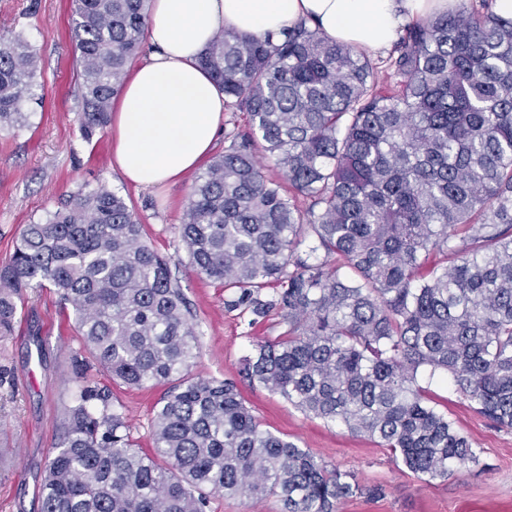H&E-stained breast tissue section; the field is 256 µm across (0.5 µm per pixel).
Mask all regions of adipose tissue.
<instances>
[{
  "label": "adipose tissue",
  "instance_id": "obj_1",
  "mask_svg": "<svg viewBox=\"0 0 512 512\" xmlns=\"http://www.w3.org/2000/svg\"><path fill=\"white\" fill-rule=\"evenodd\" d=\"M453 0H152L149 50L112 115V165L139 189L197 170L226 99L199 58L219 31L261 36L306 21L362 49L388 47L403 24L447 12Z\"/></svg>",
  "mask_w": 512,
  "mask_h": 512
}]
</instances>
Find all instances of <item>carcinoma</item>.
Returning a JSON list of instances; mask_svg holds the SVG:
<instances>
[{"instance_id": "obj_1", "label": "carcinoma", "mask_w": 512, "mask_h": 512, "mask_svg": "<svg viewBox=\"0 0 512 512\" xmlns=\"http://www.w3.org/2000/svg\"><path fill=\"white\" fill-rule=\"evenodd\" d=\"M149 5L73 0L88 142L110 121ZM201 64L250 126L195 178L181 238L197 273L236 294L228 307L287 327L256 345L243 378L418 477L477 462L417 375H447L512 429V18L459 0L404 28L384 61L303 21L277 40L222 31ZM37 75L23 39L0 49L1 128L24 125ZM273 280L281 291L262 296ZM47 286L110 377L168 390L145 451L76 358L40 512H211L217 497L269 496L282 512H336L381 493L262 429L236 383L192 373L199 338L179 281L106 186L21 230L0 265V340L26 292Z\"/></svg>"}]
</instances>
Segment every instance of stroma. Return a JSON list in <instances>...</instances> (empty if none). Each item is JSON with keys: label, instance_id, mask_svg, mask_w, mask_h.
Returning a JSON list of instances; mask_svg holds the SVG:
<instances>
[{"label": "stroma", "instance_id": "stroma-1", "mask_svg": "<svg viewBox=\"0 0 512 512\" xmlns=\"http://www.w3.org/2000/svg\"><path fill=\"white\" fill-rule=\"evenodd\" d=\"M70 24L71 0H0V48L22 37L39 58L40 83L37 98L23 104L27 122L0 131V264L24 225L44 220L73 195L107 185L133 207L148 243L169 259L181 283L200 332L194 374L236 382L264 429L298 441L328 467L354 473L361 484L383 487V496L349 499L338 512H512V429L477 415L449 383L419 377L438 410L480 448V458L448 479L424 480L389 449L307 417L242 379L255 344L275 339L285 327L273 314L249 324L247 316L226 308L230 292L191 266L180 227L192 177L151 191L135 189L112 168L110 129L83 138ZM80 348L72 308L61 305L54 289L28 292L13 335L0 340V512H39L45 462L62 437L64 407L74 390L73 356ZM89 377L108 390L133 439L150 447L153 409L164 387L134 389L96 366Z\"/></svg>", "mask_w": 512, "mask_h": 512}]
</instances>
